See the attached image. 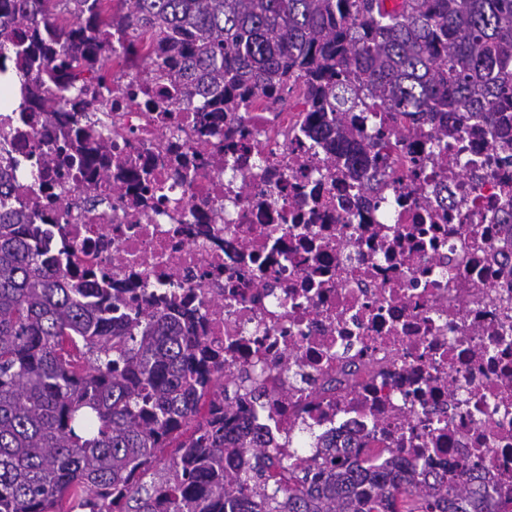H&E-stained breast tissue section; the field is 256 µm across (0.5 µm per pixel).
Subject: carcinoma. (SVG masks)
Masks as SVG:
<instances>
[{"mask_svg":"<svg viewBox=\"0 0 512 512\" xmlns=\"http://www.w3.org/2000/svg\"><path fill=\"white\" fill-rule=\"evenodd\" d=\"M0 0V68L21 75L20 109L70 71H102L147 38L144 82L169 81L207 126L257 97L297 96L349 166L385 162L405 121L446 140L468 122L512 145V0ZM128 40L115 47L102 27ZM383 112L370 146L348 112ZM111 141L64 139L68 164L106 158ZM0 166V512H493L464 459L457 479L419 477L358 448L286 472L259 439L237 441L244 406L191 315L125 297L104 272L48 247L12 204ZM166 472L146 480L178 436Z\"/></svg>","mask_w":512,"mask_h":512,"instance_id":"cac0c4a2","label":"carcinoma"}]
</instances>
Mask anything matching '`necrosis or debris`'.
<instances>
[{
    "mask_svg": "<svg viewBox=\"0 0 512 512\" xmlns=\"http://www.w3.org/2000/svg\"><path fill=\"white\" fill-rule=\"evenodd\" d=\"M135 72L113 55L121 105L103 127L79 119L68 87L55 112L0 113L17 206L113 287L194 313L225 374L266 386L235 431L289 465L369 448L422 475L476 457L492 507L512 499V166L492 135L462 134L440 154L419 122L384 167L355 173L300 107L259 98L202 134L192 113L155 108L170 84L151 101L130 95ZM76 122L111 139V165H49L37 180L53 194L30 191L29 155ZM411 150L425 159L417 178ZM300 431L309 453L293 446Z\"/></svg>",
    "mask_w": 512,
    "mask_h": 512,
    "instance_id": "1",
    "label": "necrosis or debris"
}]
</instances>
